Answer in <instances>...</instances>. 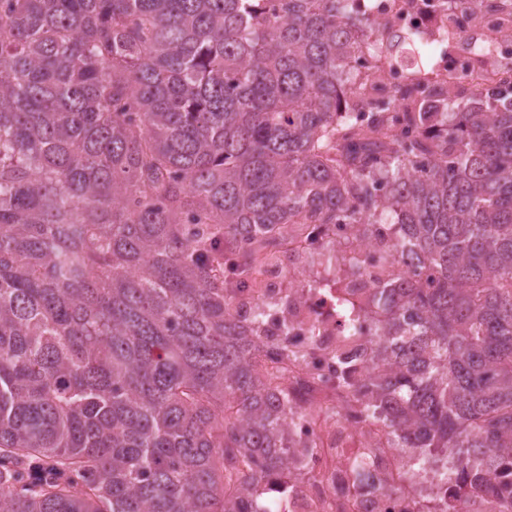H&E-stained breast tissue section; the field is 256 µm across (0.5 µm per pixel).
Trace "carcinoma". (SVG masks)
Masks as SVG:
<instances>
[{"label":"carcinoma","mask_w":512,"mask_h":512,"mask_svg":"<svg viewBox=\"0 0 512 512\" xmlns=\"http://www.w3.org/2000/svg\"><path fill=\"white\" fill-rule=\"evenodd\" d=\"M359 0H0V512H271L288 377L270 302L290 224L386 230L373 369L389 447L512 512V85L461 101ZM353 64L379 79L380 87L383 90L396 86L404 87L403 85L407 80V72L411 66L409 63H402L394 67H381L375 57L367 51L356 57ZM280 271L281 267L278 265L269 267L266 279V284L269 288H247L242 294L238 295V298L251 304H260L266 301L270 292H276L280 289L276 288L281 280Z\"/></svg>","instance_id":"carcinoma-1"}]
</instances>
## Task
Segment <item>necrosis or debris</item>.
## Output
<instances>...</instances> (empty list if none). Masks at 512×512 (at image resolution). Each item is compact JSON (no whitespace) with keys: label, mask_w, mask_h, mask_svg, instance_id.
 Listing matches in <instances>:
<instances>
[{"label":"necrosis or debris","mask_w":512,"mask_h":512,"mask_svg":"<svg viewBox=\"0 0 512 512\" xmlns=\"http://www.w3.org/2000/svg\"><path fill=\"white\" fill-rule=\"evenodd\" d=\"M363 13L381 28L423 35L440 83L486 87L512 81V8L488 0L480 21L452 0H362ZM453 28L469 41L466 50L439 47L438 33ZM312 273L296 268L288 291V383L293 396L294 431L308 450L288 485V512H440L434 483L411 477L399 453L389 448L381 425L348 402L336 354L342 320L335 290L308 287ZM370 459L363 473L352 464Z\"/></svg>","instance_id":"necrosis-or-debris-1"}]
</instances>
